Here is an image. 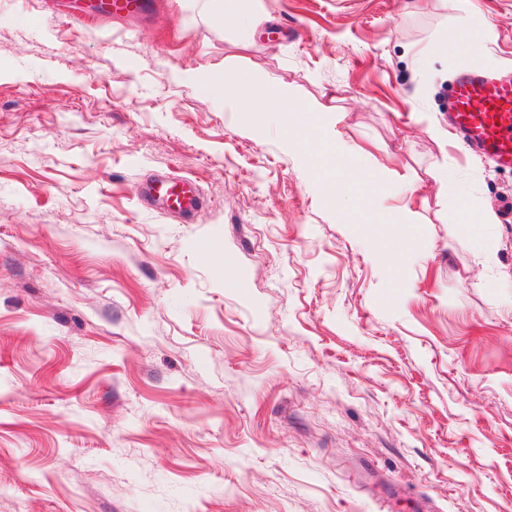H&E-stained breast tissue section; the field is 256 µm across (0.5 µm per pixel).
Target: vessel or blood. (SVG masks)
I'll return each mask as SVG.
<instances>
[{
  "label": "vessel or blood",
  "mask_w": 512,
  "mask_h": 512,
  "mask_svg": "<svg viewBox=\"0 0 512 512\" xmlns=\"http://www.w3.org/2000/svg\"><path fill=\"white\" fill-rule=\"evenodd\" d=\"M149 8V0H107L105 16H142ZM447 111L449 123L470 150L498 168L512 169V78L470 72L458 75L448 95ZM150 194L161 199L171 213L191 210L199 200L198 186L189 179L154 182Z\"/></svg>",
  "instance_id": "vessel-or-blood-1"
}]
</instances>
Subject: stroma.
<instances>
[{
    "label": "stroma",
    "instance_id": "1",
    "mask_svg": "<svg viewBox=\"0 0 512 512\" xmlns=\"http://www.w3.org/2000/svg\"><path fill=\"white\" fill-rule=\"evenodd\" d=\"M153 2L0 0V512H512V171L442 118L512 0ZM227 65L339 138L239 122ZM150 8L148 0H108L104 17L120 19L145 15ZM270 93L273 96L274 104H275V111L278 112L284 122V117L290 114L292 115V118H290V126L293 129H301L308 127L313 121H314V114L313 112H319V108L316 106H313L309 109H301L299 108L295 103V97L294 92L291 88H289L287 85L283 84H274L271 89ZM297 112H308L304 113L300 119L297 118L298 114ZM285 128L287 130V134L284 137L283 143L285 149H296L298 147V140L295 138L289 139L288 137V123H285ZM150 195L161 199L170 213H182L195 208L199 190L195 181L172 179L156 181L150 187Z\"/></svg>",
    "mask_w": 512,
    "mask_h": 512
}]
</instances>
